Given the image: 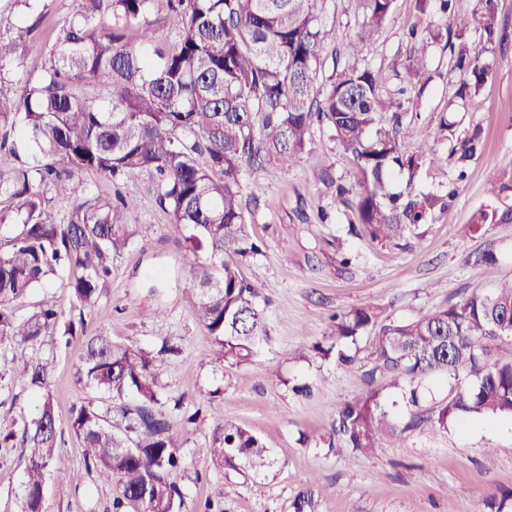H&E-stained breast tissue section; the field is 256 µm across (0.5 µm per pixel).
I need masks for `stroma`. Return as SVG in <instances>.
I'll return each mask as SVG.
<instances>
[{"mask_svg":"<svg viewBox=\"0 0 512 512\" xmlns=\"http://www.w3.org/2000/svg\"><path fill=\"white\" fill-rule=\"evenodd\" d=\"M317 14L335 30L321 53L328 76L334 65L349 61L346 47L361 20L360 0H318ZM422 21L416 0H395L392 20L362 45L359 59L380 71L383 95L396 96L398 72L412 48L407 33ZM426 56L430 81L419 99L403 102L400 139L407 152L425 146L438 156L419 168L416 191L456 189L429 223L393 242L349 235L352 213L319 173L330 170L345 183L354 162L322 127L290 167L245 172L244 193L257 204L248 229L264 254L244 272L269 300L274 336L247 364L217 360L212 336L192 318L185 291L193 284L196 258L143 184L127 188L139 200L130 221L151 225L152 239L114 259L93 308L80 310L59 279L13 302L19 318L50 304L67 316L83 314L89 331H105L118 343L152 350L167 339L179 346L160 383L182 401V410L199 414L175 476L182 512H294L298 492L312 478L323 488L319 512H490L486 503L494 497L505 499L503 512H512L511 421L461 424L435 436L409 430L369 455L338 453L323 440L340 405L364 390L362 372L297 355L326 335L332 313L371 303L402 321L512 283V224L470 229L472 213L487 201L490 176L512 173V47L483 49L488 78L463 100L443 44L430 45ZM476 129L484 148L467 161L465 179L457 180L449 152ZM344 252L352 256L350 265L340 263ZM487 252L496 257L491 270L481 261ZM83 345L80 336L66 344L45 337L29 349L32 356L54 358L48 388L63 423L75 405L110 404L76 375ZM12 356V343L0 341V411H11L22 425L34 417L40 392L8 376ZM227 421L247 427L271 449L275 464L267 475L224 468L208 454ZM25 466L23 448L0 447V512H20ZM114 496V486L87 467L76 436L64 431L46 474V512H112Z\"/></svg>","mask_w":512,"mask_h":512,"instance_id":"stroma-1","label":"stroma"}]
</instances>
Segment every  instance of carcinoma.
I'll list each match as a JSON object with an SVG mask.
<instances>
[{"label": "carcinoma", "mask_w": 512, "mask_h": 512, "mask_svg": "<svg viewBox=\"0 0 512 512\" xmlns=\"http://www.w3.org/2000/svg\"><path fill=\"white\" fill-rule=\"evenodd\" d=\"M42 0L0 3V152L15 157L0 170V337L17 345L19 377L44 389L53 360L28 358L41 336L86 338L79 380L112 397L101 409L73 407L69 427L80 439L99 477L115 483L113 512H181L183 497L171 480L181 467L178 449L187 441L163 409L159 375L178 348L168 342L144 350L88 333L84 315L60 317L49 304L19 320L15 300L66 270L81 309L94 306L112 273V260L133 242L150 241L151 226L129 224L134 196L93 195L83 176L114 184L145 183L173 227L189 231L193 252L204 258L188 291L192 317L213 336L224 361L241 365L273 341L261 288L242 266L263 255L248 223L255 210L245 197L244 169L282 168L306 151L313 128L324 126L354 158L351 182H322L336 195L354 198L357 223L348 232L391 242L411 225L426 224L447 205L444 195L417 193L413 179L422 158L435 154L403 150L399 116L384 120L394 103L379 92L378 74L354 62L318 85L320 53L333 31L318 24L317 0H167L176 30L150 20L153 0H75L71 19L46 46L34 34L44 14ZM363 22L351 43L370 38L390 22L394 0H360ZM423 14L449 17L451 26L429 24L410 31L418 52L403 63L410 88L427 81L425 47L445 42L465 80L460 95L477 91L489 71L473 45L475 22L452 14L453 0H417ZM33 21L22 26L20 8ZM481 39L508 47L496 0H477ZM30 36L28 49L45 56L41 74L24 84L10 76L15 33ZM87 86L93 94L76 92ZM481 149L479 132L464 139L459 159ZM407 175L396 192L392 174ZM69 191L67 217L56 220L48 193ZM512 223V174L490 179V198L472 216L483 228ZM324 342L311 354L352 366L366 351L367 388L337 411L327 447L368 453L402 431L446 434L461 421L512 418V363L489 362L496 343L512 336V284L492 294L473 292L446 307L387 321L373 305L331 317ZM366 340L365 349L359 342ZM437 376L453 380L447 395L420 405V383ZM402 390L411 407L407 422L385 406L379 382ZM16 421L0 414V444L19 439L27 450L22 512H42L47 469L58 443L53 401L44 393L35 416L16 436ZM207 452L222 466L244 467L259 476L274 460L264 440L234 422H224ZM315 481L299 492L295 512H318Z\"/></svg>", "instance_id": "carcinoma-1"}]
</instances>
